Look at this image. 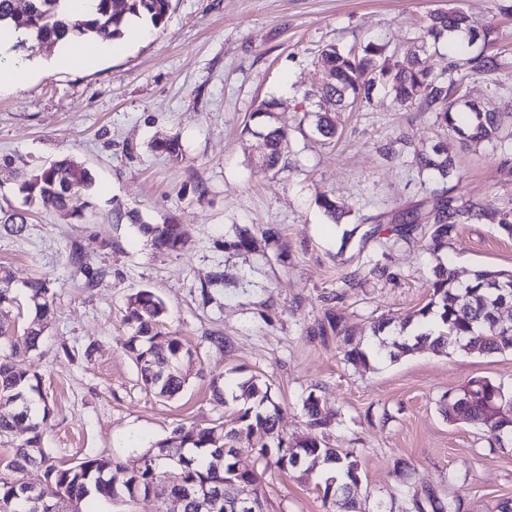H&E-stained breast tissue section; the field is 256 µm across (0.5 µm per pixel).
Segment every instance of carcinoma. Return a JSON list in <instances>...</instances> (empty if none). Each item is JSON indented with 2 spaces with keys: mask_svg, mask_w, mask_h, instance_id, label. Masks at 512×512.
Returning a JSON list of instances; mask_svg holds the SVG:
<instances>
[{
  "mask_svg": "<svg viewBox=\"0 0 512 512\" xmlns=\"http://www.w3.org/2000/svg\"><path fill=\"white\" fill-rule=\"evenodd\" d=\"M62 2L0 0V25L9 21L25 28L35 40L53 45L70 33L112 41L122 37L128 18L146 16L156 28L165 21L171 6V0H95V18L70 21L62 12ZM450 31L467 34L471 42L490 36L488 31L477 32L463 9L450 7L429 13L421 42L414 46L406 65L394 62L381 43L370 41L347 51L328 46L322 50L319 61L329 78V83L321 87L322 97L354 107L370 102L373 91L383 88L397 107L434 113L439 126L463 141H494L502 152H512V113L482 111L461 97L462 79L452 76L453 64H448L446 71H436L429 64L427 39H439ZM467 63L471 76L496 67L495 60L486 56L472 57ZM316 130L322 137L332 139L336 136V123L328 113L318 112ZM259 137L263 140L259 166L273 170L287 146V133L269 126ZM153 148L171 158L182 153L176 137L159 139ZM415 161L420 169L434 176L432 201L425 211L408 210L396 216L395 221L402 237L419 228L424 230L436 252L457 233L460 225L480 216V210L463 197L450 195L447 184L456 174V164L445 144L440 142L426 153H416ZM91 185L89 171L77 168L65 157L24 180L20 191L27 200L49 201L64 214H77L86 206L85 194ZM318 205L335 222L348 214L345 204L325 195L318 198ZM127 217L160 250H176L183 244L179 224H147L131 212ZM506 283L512 284L511 270L479 269L461 282L451 267L436 266L431 300L398 323L394 338H385L391 321L373 327L378 349L392 360L423 345L438 352L449 347L479 354L512 350V324L504 323L494 308V286ZM26 288L35 316L24 331L25 353H19L14 346L10 353L0 355V404L17 405L14 414L0 415V439L7 438L15 444L14 455L6 467L17 474L13 479L0 476V512H79L78 504L89 497L98 501L134 499L146 489L164 503L177 497L183 499L182 512H224L222 508L214 510L212 501L224 491L227 479L248 490L253 512H264L257 467L241 462L230 451H222L257 431L273 435L275 443L272 448L258 449V459L265 461V466L286 474H302L303 467L320 459L334 471L317 485L329 512H361L348 492L360 481L358 458L350 451L329 448L319 439L318 431L326 428L329 421L322 414L318 398L310 393L304 400L308 432L300 440L290 441L275 433L279 407L271 399L267 384L256 376L234 382L211 381L212 398L217 405L226 404L228 391L232 401L239 404L236 425L228 430L222 424L202 428L181 425L134 460L87 456L67 468L47 464L40 423L31 415L28 399L29 393L40 392V378L26 363L25 354L39 347L52 300L42 278L31 280ZM166 314L165 303L152 291L141 289L129 296L123 323L131 333L128 351L143 385L157 396L171 399L186 384L187 378L178 364L184 357L192 356V350L177 334L162 330ZM326 321L320 334L330 332L341 338L345 360L353 365H369L367 351L345 328L342 318L328 313ZM475 382L480 387L471 398L462 397L460 391L448 393L445 417L450 422L480 427L497 442L511 436L512 395L494 380L477 378ZM38 463L46 465L45 482L35 489L20 474ZM113 471L125 474L119 489L110 481ZM412 501L415 508L426 501L432 512H452L431 487L414 492Z\"/></svg>",
  "mask_w": 512,
  "mask_h": 512,
  "instance_id": "obj_1",
  "label": "carcinoma"
}]
</instances>
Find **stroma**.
Wrapping results in <instances>:
<instances>
[{
  "label": "stroma",
  "instance_id": "obj_1",
  "mask_svg": "<svg viewBox=\"0 0 512 512\" xmlns=\"http://www.w3.org/2000/svg\"><path fill=\"white\" fill-rule=\"evenodd\" d=\"M451 4L476 29L493 31L491 45L476 41L467 54L499 62L468 81L469 99L512 110V18L499 12L512 0H172L160 27L125 35L114 53L84 65H59L49 43L24 49L38 69L25 87L0 88V216L27 218L22 235L0 230V270L17 298L0 310V329L21 338L34 316L25 284L46 278L54 311L29 364L50 406L41 430L51 464L126 460L180 425L232 427L237 406H217L210 382L254 375L270 386L278 431L291 439L304 435L303 402L315 394L329 420L325 443L360 460L353 493L366 512L382 503L408 512L410 491L428 486L462 502L463 512H496L512 500V444L489 443L441 411L449 392L474 378L512 393V351L423 347L365 368L345 361L336 336L316 333L331 312L366 346L371 324L429 301L438 263L462 280L480 268H512V238L498 223L512 220V161L494 144H463L433 113L396 108L382 89L358 110L319 94L326 45L376 41L403 62L426 15ZM464 55L443 40L432 62L444 70ZM271 98L272 118L254 117ZM323 111L336 116L329 140L314 129ZM268 124L288 134L272 171L255 164L257 133ZM170 136L182 144L175 160L152 148ZM439 141L455 158L466 200L485 214L434 254L421 232L397 237L393 218L426 202L430 174L414 152ZM65 156L90 172L91 208L79 216L26 206L23 176ZM323 194L351 206L342 223L318 206ZM131 211L151 224H181L184 245L155 250ZM270 227L278 241L264 237ZM240 229L254 237L251 248L230 247ZM75 251L81 264L70 261ZM371 258L386 277L366 274ZM142 288L165 303V330L195 353L184 391L171 400L144 388L126 349V302ZM214 334L224 349L209 345ZM323 480L318 469L304 477L266 470L265 512H327Z\"/></svg>",
  "mask_w": 512,
  "mask_h": 512
}]
</instances>
